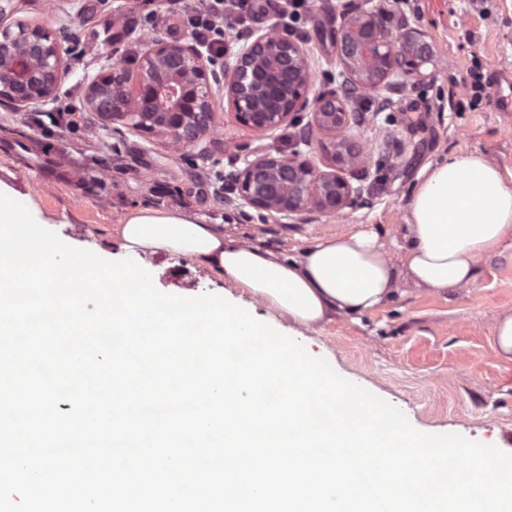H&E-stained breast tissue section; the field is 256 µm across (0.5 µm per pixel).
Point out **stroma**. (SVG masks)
Segmentation results:
<instances>
[{
	"mask_svg": "<svg viewBox=\"0 0 512 512\" xmlns=\"http://www.w3.org/2000/svg\"><path fill=\"white\" fill-rule=\"evenodd\" d=\"M365 0H313L304 40L315 73L314 93L342 90L334 33L345 11ZM381 17L389 35L420 30L438 54L437 68L389 92L386 109L352 118L350 133L368 154L351 182L357 192L343 215L309 209L287 219H259L215 172L233 179L242 156L268 149L291 152L301 129L286 126L259 136L218 112L217 126L199 148L178 150L117 122L104 125L84 102L85 75L107 59L136 67L144 16L152 30L193 41L172 0H21L16 20L51 29L67 51L68 74L56 102L77 108L76 135L41 134L7 100H0V175H18L29 196L67 244L107 259L123 258L115 228L140 209H180L279 257H298L318 241L366 230L391 244L403 236L406 205L427 164L448 155H475L495 164L512 184V112L487 102L470 105L464 85L473 66L484 78L512 69V0H386ZM80 234H72L73 226ZM394 261L403 253L393 248ZM140 264L168 294H215L289 335L326 359L351 382L401 409L425 433H458L512 453V361L495 350L494 324L512 314V235L482 258L466 288L427 292L402 285L371 312L336 315L307 328L248 291L231 288L186 257L142 254Z\"/></svg>",
	"mask_w": 512,
	"mask_h": 512,
	"instance_id": "stroma-1",
	"label": "stroma"
}]
</instances>
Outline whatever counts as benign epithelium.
Wrapping results in <instances>:
<instances>
[{"label":"benign epithelium","instance_id":"1","mask_svg":"<svg viewBox=\"0 0 512 512\" xmlns=\"http://www.w3.org/2000/svg\"><path fill=\"white\" fill-rule=\"evenodd\" d=\"M15 0H0V99L20 111L39 108L55 98L66 73L64 53L55 34L40 24H4ZM380 8L356 10L336 29V52L346 79L365 94L379 95L390 79L405 82L434 65L435 53L416 29L392 39L384 32ZM222 81L196 43L155 35L134 73L114 59L86 78V107L105 122L126 120L137 131L155 134L177 149L195 148L215 126L218 108L228 101L236 121L254 132L295 124L310 111V126L339 134L331 143L337 165L321 171L299 150L284 156L263 153L243 158L235 176L242 203L263 218L290 217L305 209L339 213L351 205L355 188L342 172L357 167L359 148L346 135L350 98H309L313 72L309 50L269 25L224 56Z\"/></svg>","mask_w":512,"mask_h":512}]
</instances>
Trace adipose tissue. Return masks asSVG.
<instances>
[{
    "mask_svg": "<svg viewBox=\"0 0 512 512\" xmlns=\"http://www.w3.org/2000/svg\"><path fill=\"white\" fill-rule=\"evenodd\" d=\"M406 211L399 264L372 233H342L281 259L177 209L138 211L120 225L119 238L131 256L163 250L191 258L312 328L382 305L402 278L424 290L471 286L479 259L512 234V185L482 158L449 155L423 169Z\"/></svg>",
    "mask_w": 512,
    "mask_h": 512,
    "instance_id": "ef3b65f1",
    "label": "adipose tissue"
}]
</instances>
